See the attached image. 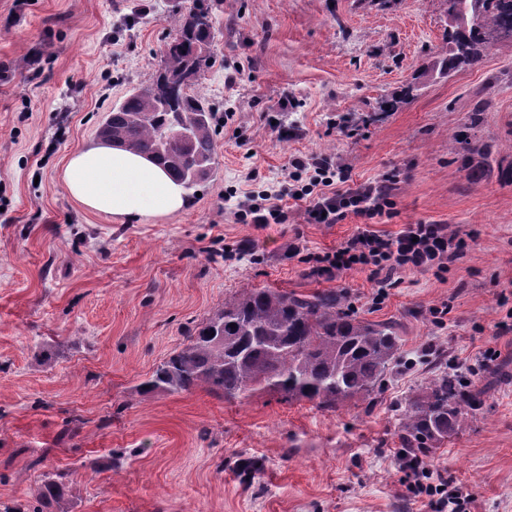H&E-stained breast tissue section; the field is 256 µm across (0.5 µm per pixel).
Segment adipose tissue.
<instances>
[{
    "label": "adipose tissue",
    "instance_id": "ef3b65f1",
    "mask_svg": "<svg viewBox=\"0 0 512 512\" xmlns=\"http://www.w3.org/2000/svg\"><path fill=\"white\" fill-rule=\"evenodd\" d=\"M63 181L83 207L113 216L171 215L187 204L184 188L162 167L104 143L74 153L65 166Z\"/></svg>",
    "mask_w": 512,
    "mask_h": 512
}]
</instances>
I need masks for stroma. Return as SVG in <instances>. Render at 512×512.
<instances>
[{
    "instance_id": "stroma-1",
    "label": "stroma",
    "mask_w": 512,
    "mask_h": 512,
    "mask_svg": "<svg viewBox=\"0 0 512 512\" xmlns=\"http://www.w3.org/2000/svg\"><path fill=\"white\" fill-rule=\"evenodd\" d=\"M204 2L215 38L194 92L218 164L178 213L133 219L83 210L62 174L148 82L186 0H0V503L63 470L70 512H428L396 409L445 368L482 404L421 467L470 512H512V41L443 78L446 0ZM313 154L352 189L392 180L379 233L445 224L463 255L381 296L369 271L315 272L363 218L315 224L292 205L284 224L237 222L241 195L292 188L291 160ZM245 288L340 291L394 324L402 356L374 402L140 392Z\"/></svg>"
}]
</instances>
